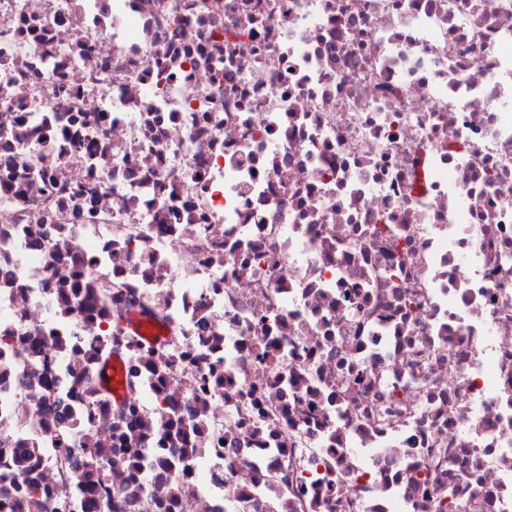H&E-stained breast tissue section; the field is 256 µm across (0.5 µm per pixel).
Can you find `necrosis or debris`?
<instances>
[{"label":"necrosis or debris","instance_id":"1","mask_svg":"<svg viewBox=\"0 0 512 512\" xmlns=\"http://www.w3.org/2000/svg\"><path fill=\"white\" fill-rule=\"evenodd\" d=\"M87 409L124 497L512 512V0H0V437Z\"/></svg>","mask_w":512,"mask_h":512}]
</instances>
